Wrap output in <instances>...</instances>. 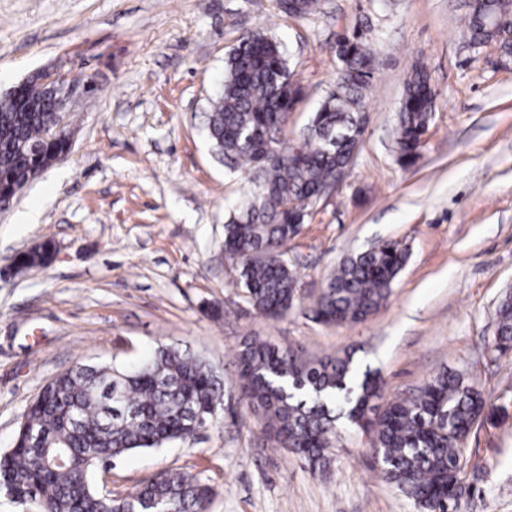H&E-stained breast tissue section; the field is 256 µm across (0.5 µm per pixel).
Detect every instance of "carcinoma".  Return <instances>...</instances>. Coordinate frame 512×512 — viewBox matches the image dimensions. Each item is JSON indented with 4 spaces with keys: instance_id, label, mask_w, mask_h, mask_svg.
Returning a JSON list of instances; mask_svg holds the SVG:
<instances>
[{
    "instance_id": "obj_1",
    "label": "carcinoma",
    "mask_w": 512,
    "mask_h": 512,
    "mask_svg": "<svg viewBox=\"0 0 512 512\" xmlns=\"http://www.w3.org/2000/svg\"><path fill=\"white\" fill-rule=\"evenodd\" d=\"M285 14L306 18L319 0H301ZM512 0L468 4L464 37L473 49L497 42L512 54ZM341 69L353 74L315 112L300 153L279 148L288 115L303 98L292 80L283 45L261 31L238 38L226 61L224 84L210 102L208 136L218 158L251 174L255 191L224 225V256L231 262L246 302L259 314L277 318L293 305L298 280L284 258L288 242L301 232L318 200L315 191L347 166L358 138V113L365 108L374 51L366 36L337 42ZM58 91L35 73L0 96V207L14 199V187L33 180L50 161L71 149L70 137L48 138L57 124ZM436 90L416 66L405 82L395 145L398 162H416L432 119ZM336 134V148L324 149L319 134ZM23 253L29 265L49 257ZM408 250L384 241L344 258L315 301L314 319L324 325L366 320L388 301L406 265ZM494 349L512 350V297L498 308ZM239 397L261 415L268 441L306 459L317 469L336 440V421L345 418L372 434L382 478L411 497L421 512H456L462 470L459 443L487 403L458 373H439L412 397L382 405L377 372L361 371L350 354L316 362L258 337L246 340L236 359ZM224 381L203 358L178 347L157 348L132 368L84 364L62 372L44 386L22 414L14 446L0 454V489L15 500L48 502L52 512H204L211 487L198 477L168 471L109 501L95 475L105 461L136 450L184 440L207 426L221 407ZM60 457L61 463L54 462Z\"/></svg>"
}]
</instances>
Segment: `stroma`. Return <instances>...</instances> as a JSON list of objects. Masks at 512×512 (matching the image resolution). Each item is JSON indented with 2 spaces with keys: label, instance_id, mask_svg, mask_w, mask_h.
<instances>
[{
  "label": "stroma",
  "instance_id": "1",
  "mask_svg": "<svg viewBox=\"0 0 512 512\" xmlns=\"http://www.w3.org/2000/svg\"><path fill=\"white\" fill-rule=\"evenodd\" d=\"M467 2L321 0L300 19L275 0H0V95L57 65L95 82L66 101L68 156L0 209V453L57 374L128 366L172 345L223 376L224 408L187 439L114 459L113 496L181 471L211 487V512H418L381 478L362 430L343 426L317 472L266 443L235 386L234 355L258 336L310 361L353 352L379 371L388 399L463 373L489 411L462 444L459 512H512V351L492 344L512 291V56L463 43ZM358 27L376 50L366 129L352 166L289 242L296 298L269 319L224 258V224L252 183L213 156L208 101L238 37L269 32L304 90L284 134L296 142L335 87L337 39ZM417 64L438 97L421 156L404 167L395 130ZM380 240L409 251L386 305L360 323L315 321L329 273ZM45 241L49 265L7 275Z\"/></svg>",
  "mask_w": 512,
  "mask_h": 512
}]
</instances>
